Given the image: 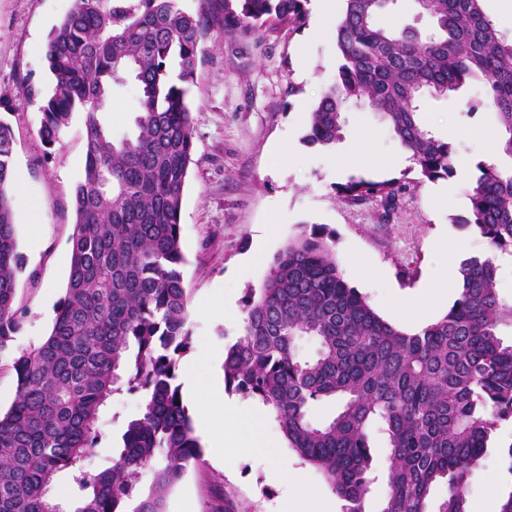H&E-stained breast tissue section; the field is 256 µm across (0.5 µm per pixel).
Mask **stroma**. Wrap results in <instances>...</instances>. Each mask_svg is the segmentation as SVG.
Listing matches in <instances>:
<instances>
[{
	"instance_id": "stroma-1",
	"label": "stroma",
	"mask_w": 512,
	"mask_h": 512,
	"mask_svg": "<svg viewBox=\"0 0 512 512\" xmlns=\"http://www.w3.org/2000/svg\"><path fill=\"white\" fill-rule=\"evenodd\" d=\"M75 0H0V121L15 137L14 164L27 174L26 196L39 207L37 225L18 223L25 267L18 278L22 329L13 348L41 340L51 329L64 296L76 215L72 196L85 166L83 114H73L60 141L45 146L39 135L38 100L22 92L45 90L50 78L43 51L51 31ZM377 25L420 37L433 34L432 19L415 0H396ZM189 88L195 151L183 189L181 267L190 307L223 294L234 311L212 309L190 315L194 345L225 352L240 335L244 300L260 288L274 255L302 230L318 224L336 233V260L347 283L382 316L393 303L421 294L437 264L459 266L480 256L484 240L462 226L469 212L471 183L461 177L423 181L402 195L394 209L368 200L343 201L337 185L353 179L400 177L403 149L380 114L365 103L350 104L343 138L324 148L307 142V116L336 80V29L318 30L315 12L299 28L274 25L255 35L215 33L203 45ZM484 82L472 80L445 98H427L422 124L451 143L471 163L486 160L498 135L497 118L483 107ZM291 154H283V147ZM40 248L31 251L30 240ZM448 240L447 253L437 246ZM262 247L264 256L248 275L243 259ZM137 394L114 396L98 423L92 467L109 465L127 421L140 414ZM512 419L491 433L488 451L468 487L469 512H479L489 476L512 488ZM289 448L245 444L216 454L204 448L201 465H188L170 490L165 512H276L279 488L267 476L269 460L291 457Z\"/></svg>"
}]
</instances>
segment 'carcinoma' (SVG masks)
I'll return each instance as SVG.
<instances>
[{
    "label": "carcinoma",
    "mask_w": 512,
    "mask_h": 512,
    "mask_svg": "<svg viewBox=\"0 0 512 512\" xmlns=\"http://www.w3.org/2000/svg\"><path fill=\"white\" fill-rule=\"evenodd\" d=\"M75 0L52 30L44 59L48 92L39 136L52 146L71 116H85V167L72 205L71 261L50 333L15 353L16 399L0 415V512H164L168 491L203 450L194 435L177 372L189 352L188 293L180 227L183 188L194 153L190 85L203 44L218 31L256 34L306 22L307 0ZM336 25V82L308 115L311 144L341 138L345 107L367 100L409 155L412 167L383 181L337 188L346 202L394 207L408 175L437 181L455 174L453 147L418 120L424 93L444 96L485 81L497 116L495 155L481 161L461 224L483 237L494 257L460 263L448 311L409 332L384 320L344 279L334 236L303 230L272 260L261 288L249 290L241 334L224 354L228 390L260 400L291 448L319 469L343 501L366 512L383 477L379 512H467L468 481L500 420L512 418V303L499 294L512 256V41L483 0H426L437 33L426 39L379 27L390 0H342ZM132 78L137 111L131 134L116 138L102 121L114 88ZM14 138L0 122V355L22 328L19 250L9 186ZM316 341L304 356L300 341ZM122 392L138 393L142 412L128 421L112 465L90 470L101 410ZM320 404L333 407L321 420ZM387 448L377 475L374 448ZM148 489L137 491L143 471ZM61 475L72 498L53 495ZM446 495H434L438 484Z\"/></svg>",
    "instance_id": "obj_1"
}]
</instances>
